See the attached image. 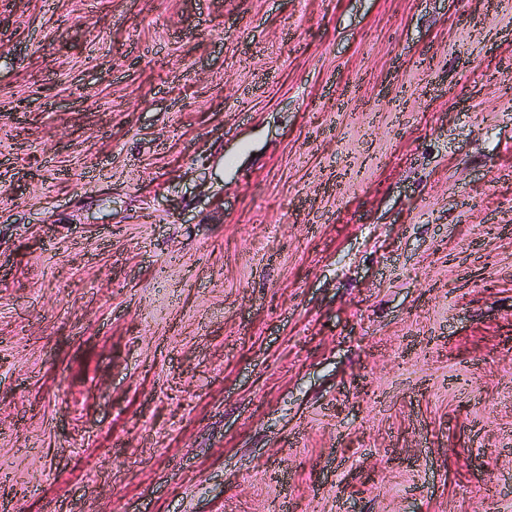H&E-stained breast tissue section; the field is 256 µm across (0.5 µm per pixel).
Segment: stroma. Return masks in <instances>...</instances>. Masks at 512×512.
Returning <instances> with one entry per match:
<instances>
[{"instance_id":"1","label":"stroma","mask_w":512,"mask_h":512,"mask_svg":"<svg viewBox=\"0 0 512 512\" xmlns=\"http://www.w3.org/2000/svg\"><path fill=\"white\" fill-rule=\"evenodd\" d=\"M9 512H512V0H0Z\"/></svg>"}]
</instances>
